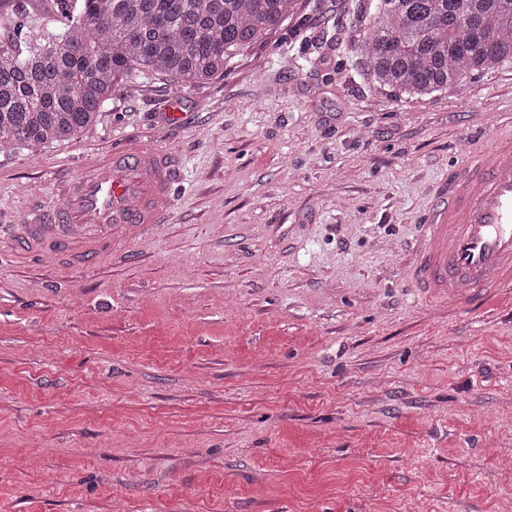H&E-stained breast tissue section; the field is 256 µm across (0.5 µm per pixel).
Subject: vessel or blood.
Wrapping results in <instances>:
<instances>
[{"mask_svg":"<svg viewBox=\"0 0 512 512\" xmlns=\"http://www.w3.org/2000/svg\"><path fill=\"white\" fill-rule=\"evenodd\" d=\"M61 207H32L31 239L61 251L82 244L87 258L116 250L128 227L149 229L171 206L172 155L154 144H116L107 160L81 158ZM424 245L412 280L429 296L468 298L512 288V127L454 163L419 219Z\"/></svg>","mask_w":512,"mask_h":512,"instance_id":"obj_1","label":"vessel or blood"}]
</instances>
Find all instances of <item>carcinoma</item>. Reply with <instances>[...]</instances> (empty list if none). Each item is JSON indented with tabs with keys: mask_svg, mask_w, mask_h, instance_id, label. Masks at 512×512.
<instances>
[{
	"mask_svg": "<svg viewBox=\"0 0 512 512\" xmlns=\"http://www.w3.org/2000/svg\"><path fill=\"white\" fill-rule=\"evenodd\" d=\"M61 27L0 24V153L41 150L92 124L120 83H201L277 29L295 0H55ZM480 19L477 32L469 21ZM382 86L431 95L512 64V0H370L355 44Z\"/></svg>",
	"mask_w": 512,
	"mask_h": 512,
	"instance_id": "obj_1",
	"label": "carcinoma"
}]
</instances>
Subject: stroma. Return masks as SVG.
Here are the masks:
<instances>
[{
	"label": "stroma",
	"instance_id": "stroma-1",
	"mask_svg": "<svg viewBox=\"0 0 512 512\" xmlns=\"http://www.w3.org/2000/svg\"><path fill=\"white\" fill-rule=\"evenodd\" d=\"M366 9L296 0L223 74L122 83L75 139L0 155L17 216L124 137L179 165L169 216L93 262L0 229V512H512V288L408 278L512 66L380 86Z\"/></svg>",
	"mask_w": 512,
	"mask_h": 512
}]
</instances>
